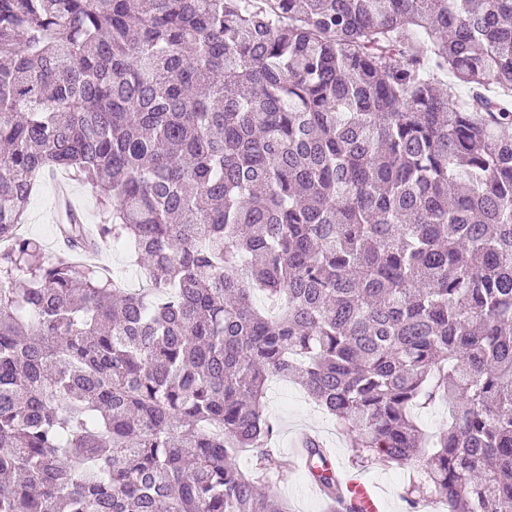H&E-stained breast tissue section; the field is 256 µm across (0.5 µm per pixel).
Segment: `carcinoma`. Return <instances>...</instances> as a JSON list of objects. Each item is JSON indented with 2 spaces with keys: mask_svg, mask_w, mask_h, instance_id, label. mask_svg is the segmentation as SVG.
<instances>
[{
  "mask_svg": "<svg viewBox=\"0 0 512 512\" xmlns=\"http://www.w3.org/2000/svg\"><path fill=\"white\" fill-rule=\"evenodd\" d=\"M59 171L102 219L50 258ZM271 378L408 507L512 512V0H0V512H288ZM60 179H65L71 186L74 196L78 198L79 206L76 207L85 214L88 223H97V202L95 193L90 186L72 180L63 172L45 173L37 179L23 230L30 237L39 240L49 252L58 250V236L53 215L56 207V184ZM98 262L108 266L117 274L128 288H138L144 280V275L139 267L133 265L126 250L114 248L104 252ZM414 416L420 427L429 434L448 428V402H437L417 409Z\"/></svg>",
  "mask_w": 512,
  "mask_h": 512,
  "instance_id": "1",
  "label": "carcinoma"
}]
</instances>
